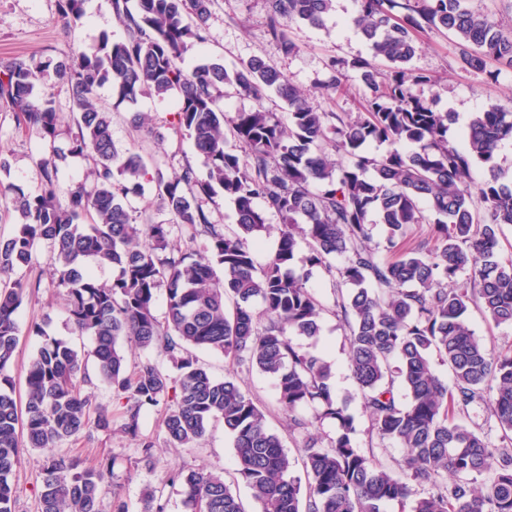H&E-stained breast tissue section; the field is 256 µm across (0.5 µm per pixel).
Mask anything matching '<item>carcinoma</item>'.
I'll return each instance as SVG.
<instances>
[{
	"label": "carcinoma",
	"instance_id": "obj_1",
	"mask_svg": "<svg viewBox=\"0 0 512 512\" xmlns=\"http://www.w3.org/2000/svg\"><path fill=\"white\" fill-rule=\"evenodd\" d=\"M85 2L58 0L73 35ZM266 2L267 35L286 54L296 45L284 21L321 25L333 8V0ZM212 3L112 0L126 38L106 37L92 51L55 63L72 101L69 150L88 160L90 171L60 200L52 149L37 160L41 180L34 190L8 188V204L22 222L0 236V275L29 263L37 246L49 242L55 285L65 290L69 319L92 347L82 352L31 323L28 332L44 341L27 365L26 400L19 405L9 375L17 314L41 280H0V512H13L16 466L26 449L57 448L91 421L112 428L107 411L82 393L90 360L121 402L122 429L133 437L141 413L159 406L171 448L191 447L210 424L223 422L237 474L261 512H385L387 504L407 501L412 481L431 486L412 512H512V351L488 349L468 321L475 305L494 324L512 325V258L498 255L503 226L512 225V178L496 163L500 144L512 141V113H475L458 147L448 140L451 114L417 91L431 78L407 68L419 49L415 32L428 27L452 34L465 65L492 77L489 65L512 67V33L472 0H357L354 22L389 69L383 74L366 59L352 62L365 87L362 110L352 119L323 110L262 57L231 70L219 62L184 70L183 54L206 40ZM39 68L33 56L1 63L0 107L53 142L55 93L37 88ZM108 82L132 104L142 95L175 97V131L192 139L207 179L190 166L170 177L157 164L148 167L140 152L119 150L112 112L96 98ZM226 85L256 108L226 115L220 106ZM270 93L287 103L286 117L263 107ZM374 144L390 149L376 153ZM477 164L491 171L480 184L471 178ZM146 176L172 222L191 229L184 242H170V225L147 211L143 223L131 222L129 196L142 190ZM219 192L237 213L229 233L211 222L201 202ZM269 214L281 225L273 254L260 264L250 241L269 230ZM430 221L429 248L383 261L369 245L375 224L385 229L382 250L393 252L409 226ZM199 238L206 246L196 254ZM300 239L309 246L307 264L343 287L331 310L308 286L307 271L294 266ZM91 261L112 270V282L100 281ZM161 287L162 322L153 314ZM328 311L346 331L349 368L372 432L406 449L397 463L402 478L358 448L330 364L293 342L318 336ZM126 339L159 350L177 374L151 363L127 373ZM197 351L219 352L274 378L288 413L314 405L317 421L336 424L329 446L309 434L298 449L306 484L290 476L293 459L238 373L215 378ZM433 354L447 364L451 383L435 373ZM397 382L402 401L394 394ZM487 403L501 429L498 446L468 423L471 411ZM114 465L110 456L86 466L68 453L50 454L40 512H103L99 488ZM172 482L182 487L185 512H246L222 475L178 471ZM142 512H167L163 492L147 490Z\"/></svg>",
	"mask_w": 512,
	"mask_h": 512
}]
</instances>
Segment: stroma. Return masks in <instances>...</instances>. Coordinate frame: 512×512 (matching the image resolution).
<instances>
[{"label":"stroma","mask_w":512,"mask_h":512,"mask_svg":"<svg viewBox=\"0 0 512 512\" xmlns=\"http://www.w3.org/2000/svg\"><path fill=\"white\" fill-rule=\"evenodd\" d=\"M85 8L83 27L71 37L59 19L57 0H0V60L33 55L44 61L36 85L54 88L59 115V135L50 141L37 128L19 127L14 113L0 110V153L8 162L7 169L0 170V190L12 185L35 189L40 181L36 162L52 147L57 150L61 188H69L82 180L88 170V162L69 151L72 104L66 90L59 87L52 64L93 47L102 37L122 38L124 31L114 18L111 0H87ZM356 11L355 0H335V9L324 25L304 21L286 23L288 36L297 46L296 52L287 56L265 35L266 0H215L208 21L207 41L185 54L184 65L192 68L218 59L230 68L260 56L275 64L291 84L316 95L324 110L353 116L364 94L358 71H349L345 86L338 93L327 96L321 94L320 88L331 76L330 60L351 62L371 55L368 42L357 28L344 23L345 18ZM418 39L420 48L409 67L431 76V83L422 86L421 93L437 98L441 111L453 113L452 132H463L474 113L490 108L512 112V68L500 67L497 79L492 80L485 73L464 66L461 47L452 35L425 29L419 32ZM98 99L112 113V137L118 149L143 150L147 160L159 164L166 174L181 172L189 165L199 179H206L208 167L204 158L196 153L188 136L177 134L172 128L171 100L142 96L132 105L122 101L108 84L99 88ZM138 112L148 117L149 132H140L134 127L133 117ZM51 252L49 243H41L30 264L15 268L11 274L15 280L41 282L38 291L26 294L19 311V344L9 370L18 382L22 381L25 366L43 343L42 337L29 334L31 323L43 324L48 335L66 340L76 348L91 345L89 337L75 331L66 312L65 296L51 281ZM295 342L321 354L330 363L339 402L355 420L359 446L373 450L385 464L394 465L403 456V448L391 442L377 446L369 443L370 425L362 412L360 391L348 369L345 331L336 317L328 312L317 338L299 336ZM243 379L245 389L265 410L270 428L280 435L287 450H296L302 444L303 434L294 427L298 418L309 421L311 433L321 436L323 443L335 439L334 423L314 424L316 411L313 407L307 406L296 415H288L278 401L272 377L253 370L244 373ZM83 391L108 410L113 427L108 431L87 429L78 437L62 442L61 448L87 463L104 455L114 457L112 475L100 490L102 507H110L113 498L118 497L127 503L129 512H141L144 490L159 487L169 500L167 512H184L181 487L170 482L172 471L183 469L223 473L227 481L234 483L248 512H259L249 489L238 478L232 439L225 433L222 423L213 424L194 447L171 448L165 442L161 409L152 408L142 413L140 436L134 439L121 430L122 408L113 401L110 387L96 379L85 384ZM143 438L155 445L154 465L140 460L139 441ZM45 457V450L37 448L27 449L21 455L15 475L19 488L15 512H39L40 468Z\"/></svg>","instance_id":"1"}]
</instances>
